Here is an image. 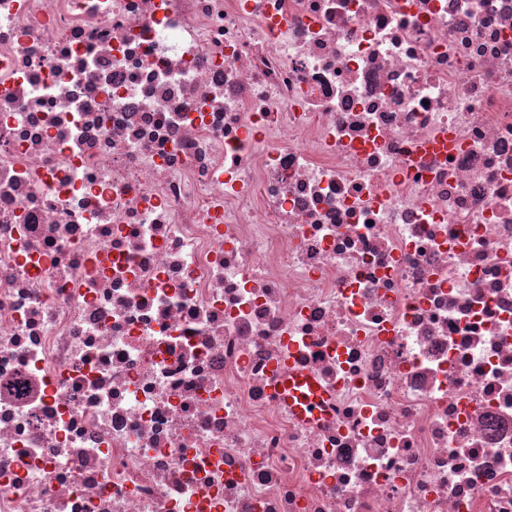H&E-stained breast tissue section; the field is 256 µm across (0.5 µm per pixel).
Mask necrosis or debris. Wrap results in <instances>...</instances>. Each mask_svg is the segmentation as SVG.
<instances>
[{"mask_svg": "<svg viewBox=\"0 0 512 512\" xmlns=\"http://www.w3.org/2000/svg\"><path fill=\"white\" fill-rule=\"evenodd\" d=\"M0 512H512V0H0ZM284 388L288 392V406L300 417H309L308 401L314 397L319 400V390L314 381L304 376L288 377Z\"/></svg>", "mask_w": 512, "mask_h": 512, "instance_id": "1", "label": "necrosis or debris"}]
</instances>
